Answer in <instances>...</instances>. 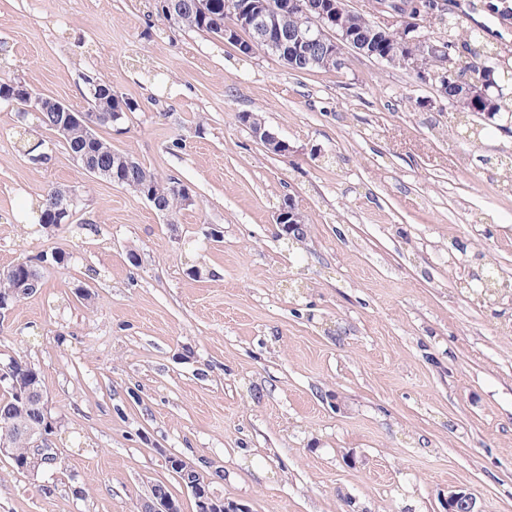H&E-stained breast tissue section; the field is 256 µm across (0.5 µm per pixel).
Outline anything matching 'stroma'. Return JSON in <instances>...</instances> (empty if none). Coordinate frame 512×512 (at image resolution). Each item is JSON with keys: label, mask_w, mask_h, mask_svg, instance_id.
Listing matches in <instances>:
<instances>
[{"label": "stroma", "mask_w": 512, "mask_h": 512, "mask_svg": "<svg viewBox=\"0 0 512 512\" xmlns=\"http://www.w3.org/2000/svg\"><path fill=\"white\" fill-rule=\"evenodd\" d=\"M470 2L448 8L512 44ZM153 4L0 0V73L76 112L102 79L137 109L98 135L192 196L158 211L0 103V270L64 256L0 311V365L39 370L60 457L32 477L0 455V512H141L157 483L196 512L170 456L248 512H446L459 490L512 512V299L481 283L512 269V137L449 129L415 73L354 52L298 73ZM53 186L94 231L21 221ZM287 198L309 229L293 247ZM238 119L242 123L248 122L250 128L252 127L251 131L255 135V137L262 141L271 151L276 153L288 151V145H286V143H284L283 141L279 140L273 133L267 130L264 127V125L253 127L254 125L262 124V121L258 115L251 114L250 116H248V119H246L244 114H242L238 116Z\"/></svg>", "instance_id": "obj_1"}]
</instances>
